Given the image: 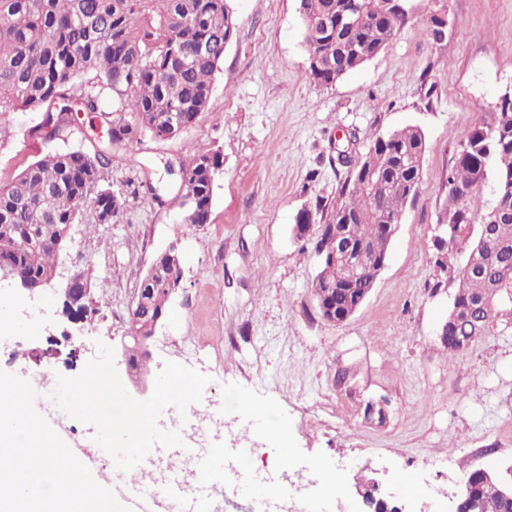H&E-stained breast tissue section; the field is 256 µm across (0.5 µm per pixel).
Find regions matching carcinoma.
Wrapping results in <instances>:
<instances>
[{"label": "carcinoma", "instance_id": "cac0c4a2", "mask_svg": "<svg viewBox=\"0 0 512 512\" xmlns=\"http://www.w3.org/2000/svg\"><path fill=\"white\" fill-rule=\"evenodd\" d=\"M354 6V24L338 31L324 22ZM309 76L331 85L379 54L408 22L405 5L387 0H299ZM237 24L226 0H0V117L17 110L37 111L40 122L30 137L50 139L69 126L66 112L77 105L99 115L112 129L91 152L49 153L12 178L0 180V254L19 279L33 281L55 265L54 225L110 224L124 208L112 191V147L141 142L148 134L170 137V117L191 125L207 110L224 45ZM112 93L110 111L101 97ZM425 137L404 127L377 137L359 164L347 170L336 202L321 209L320 220L300 212L299 236L316 227L320 270L312 284L318 303L343 314L350 296L335 289L347 272L327 259L323 248L336 239L338 225L360 249L362 265L353 288H367L378 275L390 238L385 224L396 223L405 203L419 190ZM220 154L200 150L185 171L187 185L174 199L186 207L184 223L209 220ZM493 179L491 198L482 195ZM447 204L457 233L443 240L447 262L439 288L454 289L448 310V356L467 353L499 320L500 310L478 301L491 288L497 296L512 290V99H499L496 111L480 113L458 144L448 171ZM148 310L130 315L131 332L165 312L168 293L182 277L180 261L162 253L154 260Z\"/></svg>", "mask_w": 512, "mask_h": 512}]
</instances>
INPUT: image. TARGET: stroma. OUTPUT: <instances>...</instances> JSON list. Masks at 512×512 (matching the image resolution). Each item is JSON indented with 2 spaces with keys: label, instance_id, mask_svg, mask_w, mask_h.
I'll return each instance as SVG.
<instances>
[{
  "label": "stroma",
  "instance_id": "1",
  "mask_svg": "<svg viewBox=\"0 0 512 512\" xmlns=\"http://www.w3.org/2000/svg\"><path fill=\"white\" fill-rule=\"evenodd\" d=\"M237 30L215 73L207 112L180 137L112 151V189L124 199L109 224L73 225L58 271L91 270L98 311L73 323L58 294L0 283V381L53 351L49 368L82 384L102 378L114 420L149 411L157 378L205 381L197 402L224 412L209 442L232 447L252 411L247 468L282 467L311 486L306 512H347L353 473L387 492H454L464 466L512 476V329L494 326L452 359L440 336L452 300L438 287V220L461 135L512 93V0H406L409 22L388 46L334 84L308 74L299 0H229ZM444 18L441 39L431 17ZM0 176L49 152L97 142L101 121L81 113L60 137L28 134L39 115L6 117ZM419 127L422 180L406 203L388 259L346 322L325 321L311 292L315 235L296 217L336 200L346 170L337 151L364 153L376 136ZM219 152L223 173L208 223L187 224L176 194L198 149ZM151 181L157 195L145 193ZM180 255L182 279L148 342L150 372L135 375L130 303L154 259Z\"/></svg>",
  "mask_w": 512,
  "mask_h": 512
}]
</instances>
